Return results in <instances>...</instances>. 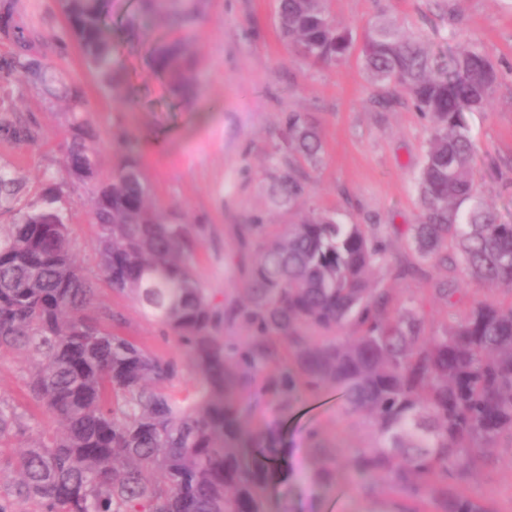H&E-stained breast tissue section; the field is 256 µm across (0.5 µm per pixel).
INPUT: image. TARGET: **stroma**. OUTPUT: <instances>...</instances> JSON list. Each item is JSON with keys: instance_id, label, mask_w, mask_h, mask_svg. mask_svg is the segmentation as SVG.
Returning a JSON list of instances; mask_svg holds the SVG:
<instances>
[{"instance_id": "1", "label": "stroma", "mask_w": 512, "mask_h": 512, "mask_svg": "<svg viewBox=\"0 0 512 512\" xmlns=\"http://www.w3.org/2000/svg\"><path fill=\"white\" fill-rule=\"evenodd\" d=\"M203 2L191 26L168 18H136L133 0H112V15L133 20L132 31L112 34L114 70L121 83L111 93L85 64L74 43L58 47L66 22L60 0H14L18 18L43 44L44 60L59 86L83 91V118L94 131L104 172L123 155L119 136L132 139L152 186L151 202L174 209L184 222L200 224L204 236L196 272L216 297L241 288L235 229L240 224H294L310 210L336 214L347 224L378 225L388 243L390 268L373 270L372 281L404 295L408 284L392 265L410 257L408 238L420 201L416 179L424 162L426 119L408 97L371 83L358 55L327 65L293 56L279 33L276 0H181ZM339 27L353 39L379 17L442 49L450 31L479 46L499 73L495 105L469 116L476 144V186L499 219L512 223V0H329ZM184 38L196 59L195 96L182 101L170 82L150 66L154 38ZM7 119L36 126L39 139L21 144L0 136V167L22 182L19 205H40L47 186L57 189V207L69 219L71 246L82 274L97 290L99 308L121 313L125 327L150 345L179 359L176 340H163L160 325L143 318L130 299L113 295L100 272L92 185L74 182L64 166L71 116L60 99L16 81L0 92ZM314 117L323 141L317 162L296 161L282 148L289 113ZM298 166L305 192L292 207L271 203L275 175ZM286 450L289 473L305 465L306 433L319 428L340 456L369 443L365 426L351 423L341 401L305 397L285 408L261 405ZM471 493L497 512H512V446L491 449L469 477ZM295 512H372L374 504L346 470L336 484L316 490L289 484Z\"/></svg>"}]
</instances>
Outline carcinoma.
Returning <instances> with one entry per match:
<instances>
[{"instance_id":"obj_1","label":"carcinoma","mask_w":512,"mask_h":512,"mask_svg":"<svg viewBox=\"0 0 512 512\" xmlns=\"http://www.w3.org/2000/svg\"><path fill=\"white\" fill-rule=\"evenodd\" d=\"M61 9L87 66L116 88L109 0H62ZM138 12L166 13L180 27L198 16L174 0H138ZM277 22L305 60L334 64L359 50L372 80L403 91L429 119L415 261L395 273L417 278L435 263L452 276L401 298L373 288L369 272L388 267L379 228L312 210L282 228L237 225L244 297L218 300L195 270L200 229L172 224L152 205L132 143L101 177L94 133L75 116L83 95L69 91L65 162L95 175L92 214L112 293L138 303L191 358L148 346L119 313H91L96 289L80 272L67 219L51 196L40 208H16L21 187L0 168V210L15 212L0 228V356L24 357L34 405L0 397V512H272L287 482L285 448L274 426L255 420V407L331 388L344 415L373 433L343 462L381 481L379 490L364 487L368 497L394 495L388 512H496L465 483L485 449L512 443V300L467 303L460 293L471 283L512 288V223L499 221L476 188L468 121L494 104L498 72L474 44L432 52L387 18L357 47L326 0H278ZM0 40L12 47L0 55V87L26 79L55 95L51 67L7 4ZM188 54L173 39L151 62L188 88ZM0 131L19 143L38 137L6 119ZM283 144L306 162L323 148L317 125L298 112L288 115ZM303 193L295 169L275 177V204ZM428 295L444 299L441 326L426 311ZM237 327L249 336L224 335ZM190 366L201 380L177 386ZM308 442V480L332 487L337 455L317 428Z\"/></svg>"}]
</instances>
